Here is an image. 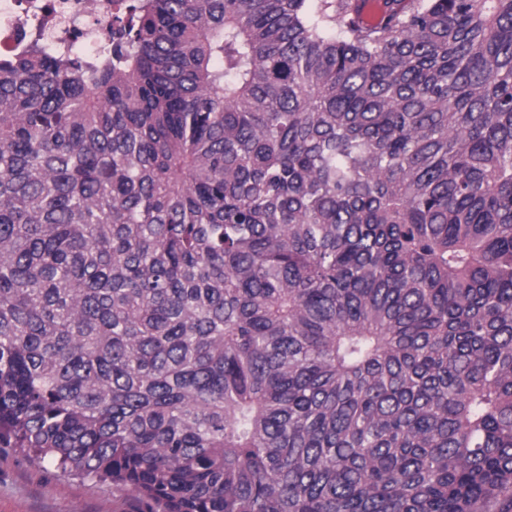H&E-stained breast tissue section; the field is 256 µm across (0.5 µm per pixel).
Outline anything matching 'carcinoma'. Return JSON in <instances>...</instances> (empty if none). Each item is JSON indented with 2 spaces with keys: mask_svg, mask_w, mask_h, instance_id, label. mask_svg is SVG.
<instances>
[{
  "mask_svg": "<svg viewBox=\"0 0 512 512\" xmlns=\"http://www.w3.org/2000/svg\"><path fill=\"white\" fill-rule=\"evenodd\" d=\"M366 2L0 56V448L140 512H512V0Z\"/></svg>",
  "mask_w": 512,
  "mask_h": 512,
  "instance_id": "cac0c4a2",
  "label": "carcinoma"
}]
</instances>
